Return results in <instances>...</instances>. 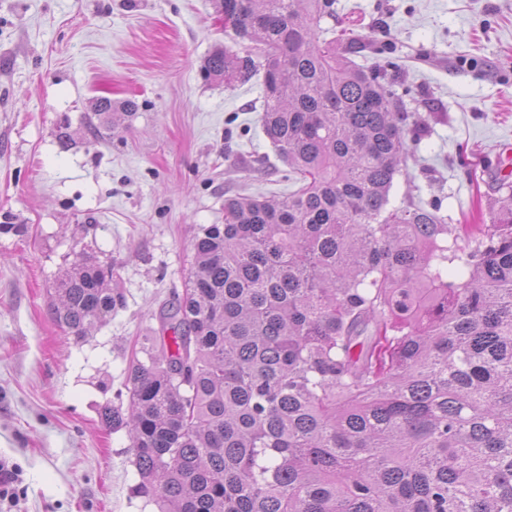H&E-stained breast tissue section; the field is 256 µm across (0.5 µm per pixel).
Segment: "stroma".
I'll return each mask as SVG.
<instances>
[{
  "mask_svg": "<svg viewBox=\"0 0 512 512\" xmlns=\"http://www.w3.org/2000/svg\"><path fill=\"white\" fill-rule=\"evenodd\" d=\"M322 25L352 28L364 67L390 46L425 122L392 204L481 223L512 183V0H336ZM230 40L212 0H0V224L27 228L0 233V461L18 473L0 512H155L131 492L126 429L99 412L183 288L197 225L223 223L225 195L294 189L262 131L261 78L201 70ZM100 97L137 102L126 128L94 134ZM79 251L116 266L125 297L82 340L50 313Z\"/></svg>",
  "mask_w": 512,
  "mask_h": 512,
  "instance_id": "1",
  "label": "stroma"
}]
</instances>
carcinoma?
Returning a JSON list of instances; mask_svg holds the SVG:
<instances>
[{
	"label": "carcinoma",
	"mask_w": 512,
	"mask_h": 512,
	"mask_svg": "<svg viewBox=\"0 0 512 512\" xmlns=\"http://www.w3.org/2000/svg\"><path fill=\"white\" fill-rule=\"evenodd\" d=\"M213 2L237 41L202 70L262 75V128L297 189L228 195L224 223L197 227L128 405L101 410L129 435L134 493L157 512H512V185L487 224L391 205L424 134L394 62L320 39L336 0ZM116 278L74 254L56 323L91 335L125 303Z\"/></svg>",
	"instance_id": "cac0c4a2"
}]
</instances>
